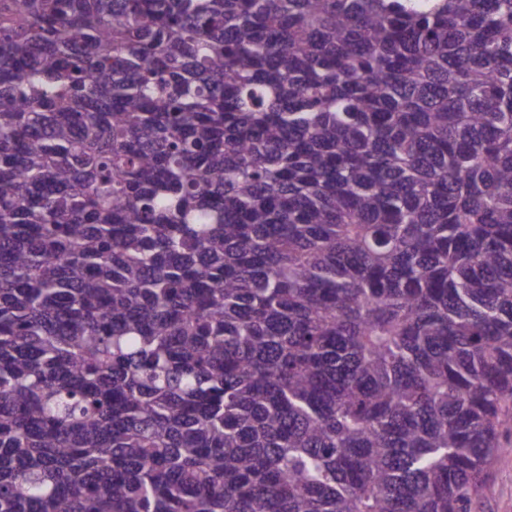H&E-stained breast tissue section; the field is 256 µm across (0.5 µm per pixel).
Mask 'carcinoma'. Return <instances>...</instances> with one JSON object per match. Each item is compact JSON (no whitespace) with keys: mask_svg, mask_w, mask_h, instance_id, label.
<instances>
[{"mask_svg":"<svg viewBox=\"0 0 512 512\" xmlns=\"http://www.w3.org/2000/svg\"><path fill=\"white\" fill-rule=\"evenodd\" d=\"M511 434L512 0H0V512H470Z\"/></svg>","mask_w":512,"mask_h":512,"instance_id":"cac0c4a2","label":"carcinoma"}]
</instances>
